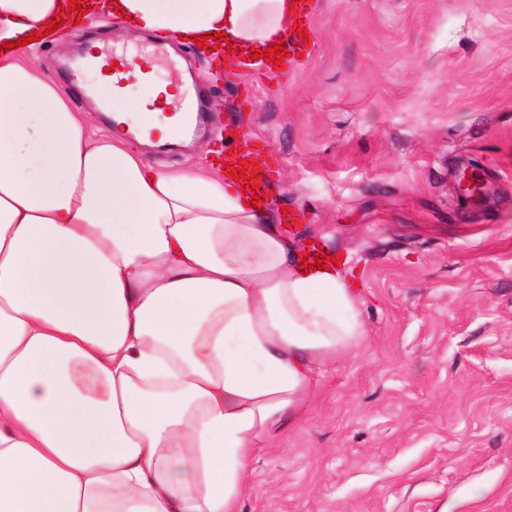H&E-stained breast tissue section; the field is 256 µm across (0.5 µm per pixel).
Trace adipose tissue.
Returning a JSON list of instances; mask_svg holds the SVG:
<instances>
[{"mask_svg": "<svg viewBox=\"0 0 512 512\" xmlns=\"http://www.w3.org/2000/svg\"><path fill=\"white\" fill-rule=\"evenodd\" d=\"M70 0H0V44ZM136 33L215 35L227 60L291 36L308 0H83ZM0 55V512H239L256 448L353 353L357 288L307 272L278 211L226 168L149 164L30 56ZM101 108L159 140L184 88L127 56Z\"/></svg>", "mask_w": 512, "mask_h": 512, "instance_id": "obj_1", "label": "adipose tissue"}]
</instances>
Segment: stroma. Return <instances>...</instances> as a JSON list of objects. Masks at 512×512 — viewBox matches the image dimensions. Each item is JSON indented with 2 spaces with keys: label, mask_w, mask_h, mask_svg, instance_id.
<instances>
[{
  "label": "stroma",
  "mask_w": 512,
  "mask_h": 512,
  "mask_svg": "<svg viewBox=\"0 0 512 512\" xmlns=\"http://www.w3.org/2000/svg\"><path fill=\"white\" fill-rule=\"evenodd\" d=\"M312 2L278 73L107 17L40 63L86 112L98 76L67 50L154 46L160 81L221 106L200 139L265 158L296 240L360 283L359 349L257 450L240 512H512V0ZM466 169L489 200L461 202Z\"/></svg>",
  "instance_id": "1"
}]
</instances>
